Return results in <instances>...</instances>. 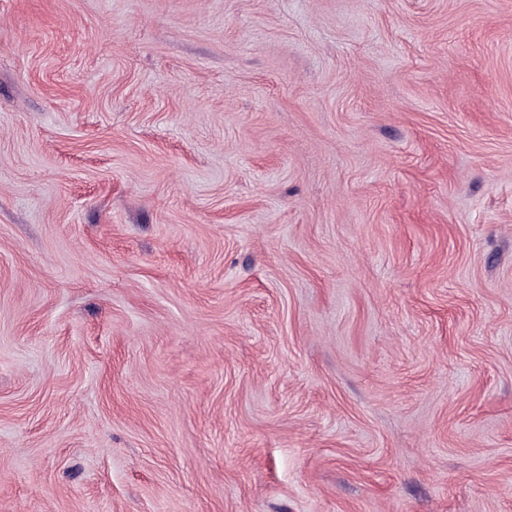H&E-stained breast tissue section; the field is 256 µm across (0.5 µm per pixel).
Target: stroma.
<instances>
[{"label": "stroma", "mask_w": 512, "mask_h": 512, "mask_svg": "<svg viewBox=\"0 0 512 512\" xmlns=\"http://www.w3.org/2000/svg\"><path fill=\"white\" fill-rule=\"evenodd\" d=\"M0 512H512V0H0Z\"/></svg>", "instance_id": "obj_1"}]
</instances>
